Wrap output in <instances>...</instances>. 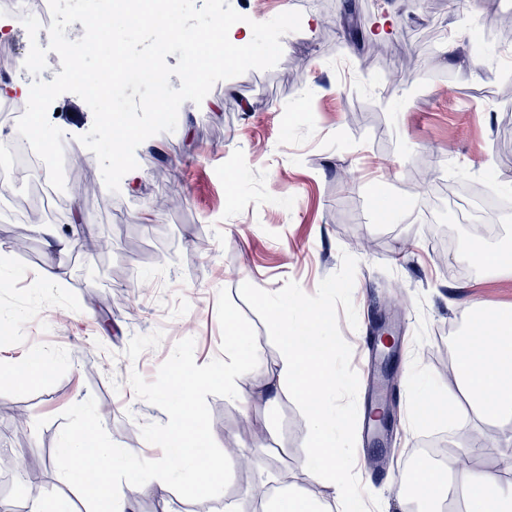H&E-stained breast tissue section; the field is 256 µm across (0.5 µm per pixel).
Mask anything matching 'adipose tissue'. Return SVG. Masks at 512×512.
<instances>
[{
  "instance_id": "adipose-tissue-1",
  "label": "adipose tissue",
  "mask_w": 512,
  "mask_h": 512,
  "mask_svg": "<svg viewBox=\"0 0 512 512\" xmlns=\"http://www.w3.org/2000/svg\"><path fill=\"white\" fill-rule=\"evenodd\" d=\"M280 318L284 357L279 379L269 383L266 397L270 400L277 397L279 382L284 378L292 382L298 393L314 392L310 435L312 452L303 465V471L310 480L330 490L332 497L344 504L347 512H359V499L350 487L345 457L336 446L328 419L327 396L336 380V371L322 336L324 318L320 313L307 310L295 298L281 304ZM511 366V321L496 322L490 336L463 337L458 370L462 385L472 401L455 412L454 420L458 427L469 432L462 443L467 456L477 457L483 448L498 445L512 450V436H493L485 427L486 421L512 416V386L504 383L507 369ZM90 436V429L77 430L73 435V445L58 457L57 468L68 475L84 468L88 459H95L107 475L106 480L95 485L96 512H133L136 495L148 491V484L137 480H109V473L119 466L125 454L113 448L88 452L86 442ZM452 480L462 492L466 512H512V453L505 456L501 466L494 470L478 466L453 468Z\"/></svg>"
}]
</instances>
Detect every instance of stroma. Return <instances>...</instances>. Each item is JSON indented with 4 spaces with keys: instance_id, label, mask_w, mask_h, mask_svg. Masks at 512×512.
I'll use <instances>...</instances> for the list:
<instances>
[{
    "instance_id": "stroma-1",
    "label": "stroma",
    "mask_w": 512,
    "mask_h": 512,
    "mask_svg": "<svg viewBox=\"0 0 512 512\" xmlns=\"http://www.w3.org/2000/svg\"><path fill=\"white\" fill-rule=\"evenodd\" d=\"M230 2L243 16L232 37L292 10L301 13V28L282 37L274 68L218 82L202 104L184 102L174 132L137 148L140 180L125 177L119 192L107 190L95 155L78 141L92 127V111L65 93L48 115L64 133L65 207L29 218L36 188L26 179L0 193V246L11 253V285L0 288V366L34 354L50 365L41 385L0 382V452L18 461L15 472L0 474L7 512H28L31 502L67 492L75 498L70 512H91L93 493L53 464L78 428H91L99 446L161 457L140 427L168 416L135 396L129 374L153 380L187 337L197 365L220 357L222 289L253 325L259 362L237 378L236 398L208 396L211 430L250 469L232 468L216 498L190 501L169 488L161 500L137 497L136 512H254L288 491L324 499L302 469L311 430L305 397L286 382L274 402L262 399L282 362L274 304L294 295L326 317L330 359L341 375L330 418L349 482L371 512H402L406 490L397 471L403 455L420 454L427 440L439 441L445 461L460 457L467 432L447 415L469 402L454 374L457 338L468 331L473 306L512 315V274L478 259L512 251V209L496 211L497 230L484 235L478 225L451 223L447 191L479 185L491 201H512L502 186L512 178V39L493 36L512 0L473 9L492 35L479 56L460 53L469 18L451 0H435L433 13L377 0L358 43L343 25L347 0ZM435 27L441 34L429 72L398 79L385 66L363 68V46H389L402 33ZM386 199L407 207L383 218ZM74 205L91 234L111 240V251L60 254L46 246L35 224L75 232ZM18 229L29 243L25 256L13 251ZM46 268L57 273L56 287L36 285ZM392 309L400 312L389 364L397 414L387 461L374 470L361 426L377 397L359 366V339L374 336ZM421 398L444 412L419 416ZM20 405L22 443L10 423ZM34 470L40 481L32 486Z\"/></svg>"
}]
</instances>
